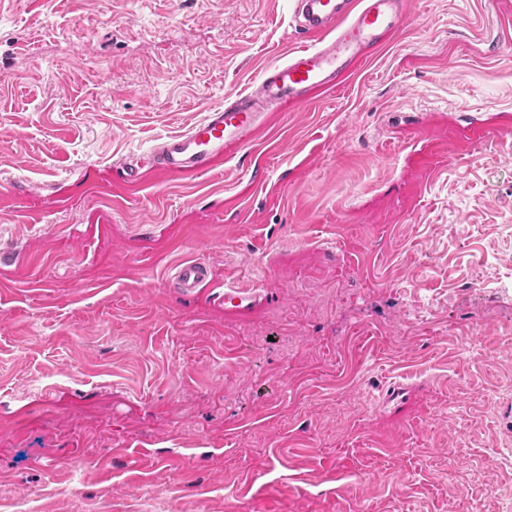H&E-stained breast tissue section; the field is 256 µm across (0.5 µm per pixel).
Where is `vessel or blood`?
<instances>
[{
  "instance_id": "b4317fda",
  "label": "vessel or blood",
  "mask_w": 512,
  "mask_h": 512,
  "mask_svg": "<svg viewBox=\"0 0 512 512\" xmlns=\"http://www.w3.org/2000/svg\"><path fill=\"white\" fill-rule=\"evenodd\" d=\"M296 28L309 44L289 51L285 60L263 69L251 91L225 97L185 132L163 138L148 157L162 175L195 174L209 169L232 149L249 144L264 127L263 113L280 106L302 105L318 88L338 87L353 69L381 49L408 19L407 0H296ZM188 291L210 282L200 260L176 269ZM266 301L258 289L230 287L224 310L247 315Z\"/></svg>"
}]
</instances>
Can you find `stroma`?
<instances>
[{"instance_id":"35a3bbf8","label":"stroma","mask_w":512,"mask_h":512,"mask_svg":"<svg viewBox=\"0 0 512 512\" xmlns=\"http://www.w3.org/2000/svg\"><path fill=\"white\" fill-rule=\"evenodd\" d=\"M294 7L0 0V512H512V0H411L344 88L123 181ZM176 278L183 289L192 291L201 284L211 282L212 273L205 262L190 260L176 267ZM224 310L226 314L247 315L261 308L266 302L256 288H225Z\"/></svg>"}]
</instances>
